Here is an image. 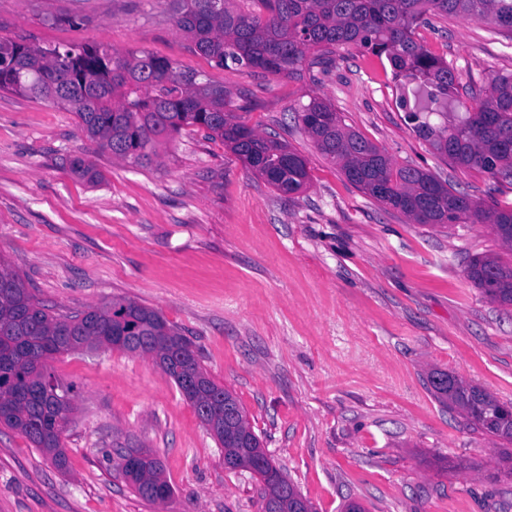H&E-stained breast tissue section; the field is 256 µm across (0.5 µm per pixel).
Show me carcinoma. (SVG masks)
Here are the masks:
<instances>
[{
  "mask_svg": "<svg viewBox=\"0 0 512 512\" xmlns=\"http://www.w3.org/2000/svg\"><path fill=\"white\" fill-rule=\"evenodd\" d=\"M266 14L243 13L232 0H173L176 25L195 49L216 65L253 73L298 78L311 65L309 54L329 56L340 45H354L389 61L400 81V106L414 132L452 163L512 182V73L492 77L486 89L468 88L460 102L464 116L448 124L445 107L459 86L455 68L414 39L430 16L487 21L496 35L512 41V0H259ZM0 91L26 95L75 113L84 136L112 156L146 166L155 145L184 127L219 137L245 166L285 194L306 188L305 159L270 134L262 135L235 120L224 88L201 81L145 50L125 53L97 45L60 50L0 42ZM303 129L321 154L366 196L397 210L416 224L452 228L489 224L512 249V207L486 209L468 194L410 164H398L382 149L348 127L325 99L310 98L298 112ZM71 171L95 184L101 174L83 157L69 161ZM467 278L491 301L512 306V262L478 255ZM124 337L121 350L158 361L178 389L188 378L197 385L187 401L198 417L214 403L227 425L249 438V446L224 440L227 453L246 468L264 455L259 437L236 396L211 379L186 339L156 310L130 300H114L74 315L55 313L38 301L21 278L0 261V425L21 435L59 470L67 465L62 437L72 423L71 387L52 371L50 361ZM435 371L434 395L458 408L471 424L512 443V420L498 414L499 401L475 385ZM136 470H121L143 499L164 482L163 466L150 451ZM263 502L279 512H313L285 475L263 486Z\"/></svg>",
  "mask_w": 512,
  "mask_h": 512,
  "instance_id": "obj_1",
  "label": "carcinoma"
}]
</instances>
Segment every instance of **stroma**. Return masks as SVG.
<instances>
[{
	"label": "stroma",
	"instance_id": "stroma-1",
	"mask_svg": "<svg viewBox=\"0 0 512 512\" xmlns=\"http://www.w3.org/2000/svg\"><path fill=\"white\" fill-rule=\"evenodd\" d=\"M79 17L78 26L68 17ZM488 24L431 18L415 36L461 86L512 72ZM145 50L230 92L241 122L303 156L306 191H277L220 138L193 127L146 166L113 159L74 113L0 92V258L40 302L69 314L122 298L159 311L238 397L265 449L315 512H512V444L475 430L427 385L440 369L512 405V308L466 277L470 258L512 257L489 225L413 223L365 196L301 130L317 95L384 150L512 207V184L419 138L387 59L337 49L302 77L255 76L196 52L170 0H0V41ZM85 156L93 185L66 161ZM74 387L66 471L0 426V512H262V485L224 451L152 359L97 348L58 356ZM149 449L173 495L143 500L121 456Z\"/></svg>",
	"mask_w": 512,
	"mask_h": 512
}]
</instances>
